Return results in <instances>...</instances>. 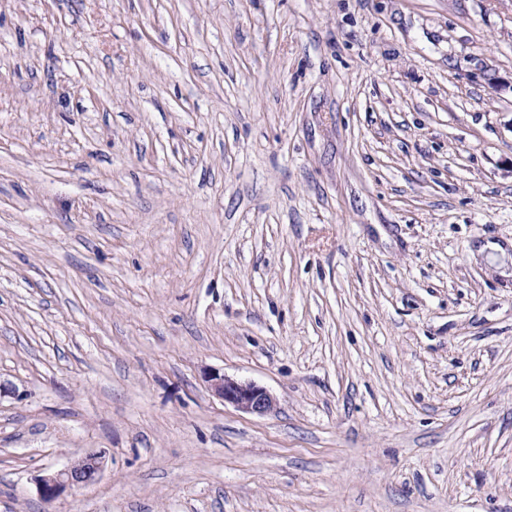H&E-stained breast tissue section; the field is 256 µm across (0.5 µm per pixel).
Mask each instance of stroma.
Segmentation results:
<instances>
[{
	"label": "stroma",
	"instance_id": "stroma-1",
	"mask_svg": "<svg viewBox=\"0 0 512 512\" xmlns=\"http://www.w3.org/2000/svg\"><path fill=\"white\" fill-rule=\"evenodd\" d=\"M510 79L512 0H0V512H512ZM204 378L213 395L239 411L262 416L274 406V397L264 387L254 383L233 379L220 371L205 372ZM102 459L101 452L92 451L66 469L43 476L39 480L41 496L47 501H52L67 489L95 482L103 469Z\"/></svg>",
	"mask_w": 512,
	"mask_h": 512
}]
</instances>
